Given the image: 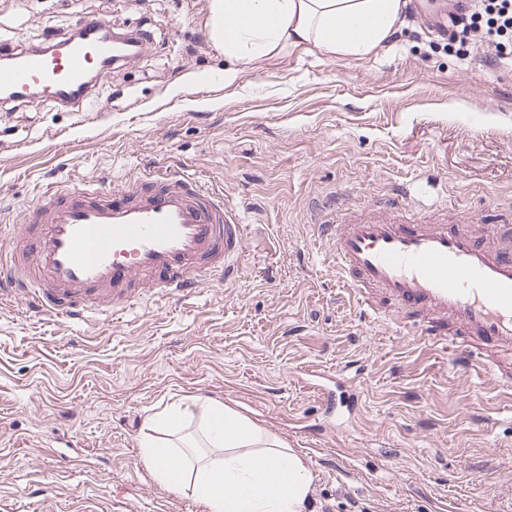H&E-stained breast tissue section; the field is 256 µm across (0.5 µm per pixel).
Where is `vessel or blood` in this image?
Here are the masks:
<instances>
[{"label": "vessel or blood", "instance_id": "b4317fda", "mask_svg": "<svg viewBox=\"0 0 512 512\" xmlns=\"http://www.w3.org/2000/svg\"><path fill=\"white\" fill-rule=\"evenodd\" d=\"M138 31L106 20L27 47L0 39V97L81 111L90 85L140 55ZM333 266L364 313L382 300L422 339H441L472 371L512 347V245L422 218L318 224ZM246 253L241 212L220 189L167 170L115 187L102 180L42 187L0 255V299L70 323L118 321L142 300L194 297L204 281L234 279Z\"/></svg>", "mask_w": 512, "mask_h": 512}]
</instances>
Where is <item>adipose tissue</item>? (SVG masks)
Returning a JSON list of instances; mask_svg holds the SVG:
<instances>
[{"label": "adipose tissue", "mask_w": 512, "mask_h": 512, "mask_svg": "<svg viewBox=\"0 0 512 512\" xmlns=\"http://www.w3.org/2000/svg\"><path fill=\"white\" fill-rule=\"evenodd\" d=\"M405 0H209L212 43L231 66H247L283 48H305L367 60L389 44ZM196 438L165 436L183 417L166 408L149 418L141 458L168 488L191 492L207 512H306L312 477L304 461L276 435L204 396L193 397Z\"/></svg>", "instance_id": "ef3b65f1"}]
</instances>
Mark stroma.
I'll use <instances>...</instances> for the list:
<instances>
[{"label": "stroma", "instance_id": "stroma-1", "mask_svg": "<svg viewBox=\"0 0 512 512\" xmlns=\"http://www.w3.org/2000/svg\"><path fill=\"white\" fill-rule=\"evenodd\" d=\"M447 11L408 0L375 58L292 49L228 85L208 0H0V37L27 45L103 15L148 35L99 80L87 122L0 101V248L37 183L120 186L161 163L221 187L249 224L242 272L186 303L74 324L0 302V512H205L140 458L148 418L198 394L303 458L307 512H512V392L449 365L396 307L361 314L314 234L333 192L352 223L401 219V188L431 223L512 227V64L456 57L430 28ZM318 373L355 386L353 414L321 410Z\"/></svg>", "mask_w": 512, "mask_h": 512}]
</instances>
